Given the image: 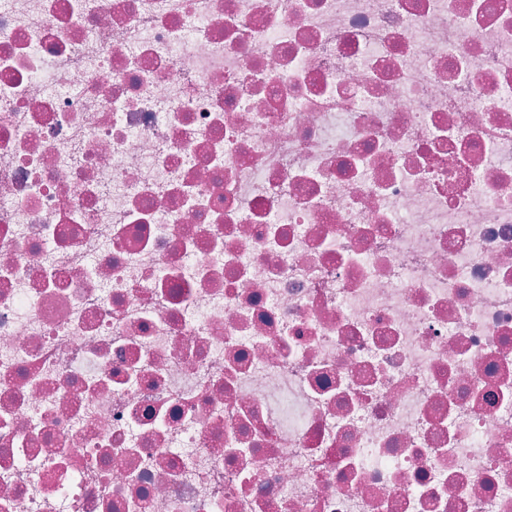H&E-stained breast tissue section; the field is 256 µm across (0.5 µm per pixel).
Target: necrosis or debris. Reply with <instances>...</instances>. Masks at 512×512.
Segmentation results:
<instances>
[{
	"label": "necrosis or debris",
	"instance_id": "1",
	"mask_svg": "<svg viewBox=\"0 0 512 512\" xmlns=\"http://www.w3.org/2000/svg\"><path fill=\"white\" fill-rule=\"evenodd\" d=\"M0 512H512V0H0Z\"/></svg>",
	"mask_w": 512,
	"mask_h": 512
}]
</instances>
